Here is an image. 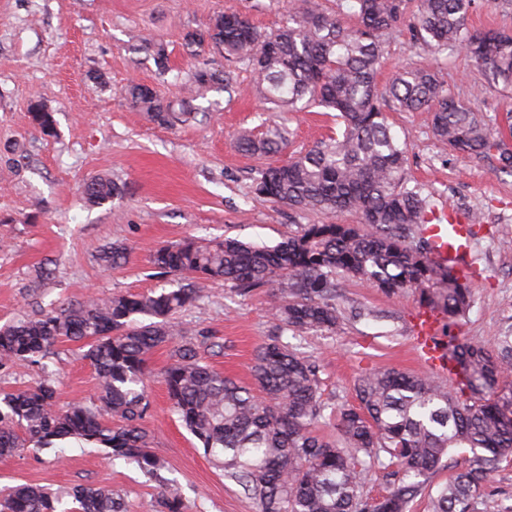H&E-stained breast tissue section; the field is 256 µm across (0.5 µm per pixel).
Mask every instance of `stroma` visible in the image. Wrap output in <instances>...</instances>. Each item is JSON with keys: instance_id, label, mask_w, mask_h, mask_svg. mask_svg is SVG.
Instances as JSON below:
<instances>
[{"instance_id": "stroma-1", "label": "stroma", "mask_w": 512, "mask_h": 512, "mask_svg": "<svg viewBox=\"0 0 512 512\" xmlns=\"http://www.w3.org/2000/svg\"><path fill=\"white\" fill-rule=\"evenodd\" d=\"M300 5L301 0H0V327L92 295L179 288L182 277L156 275L149 255L188 236L274 245L306 224L357 223L350 213L300 212L256 201L252 194L259 169L283 164L335 135V114L312 106L279 117L252 94L245 66L211 48L192 52L185 45L187 32L205 28L221 11L240 12L271 30ZM153 42L166 47L167 70L157 67L149 49ZM407 63L431 68L463 99H470L471 86L481 79L464 55L435 59L424 53L402 23L385 38L379 81ZM199 68L233 71L236 93L219 88L191 100L190 119L172 128L130 106V82L171 98ZM470 101L494 126L512 108V97L493 88ZM35 102L53 112L56 136L34 127ZM387 116L407 144L409 185L423 187L474 226L472 307L452 332L494 349L499 330L512 325V174L500 172L495 157L449 150L435 138L429 112L391 110ZM280 120L285 151L271 157L240 151L242 132L257 135ZM97 175L111 176L124 191L89 208L80 191ZM116 241L127 247L129 259L104 268L99 254ZM202 288V298L178 312L176 321L189 333L218 337L224 350L210 364L250 383L254 351L276 331L269 302L278 284L247 296L220 281ZM338 294L346 315L335 332L283 335L317 361L322 399L336 408L354 403V384L364 372L422 370L411 331L418 293L389 295L344 278ZM353 305L373 310V317H349ZM54 351L48 370L58 379L61 402L94 397L97 373L80 343L61 342ZM170 351L165 344L150 357V408L141 425L167 461L165 476L181 497L182 512H258L173 412L162 378ZM25 484L55 492L107 486L123 498L127 512H151L164 491L137 466L113 459L109 449L73 440L0 458V495Z\"/></svg>"}]
</instances>
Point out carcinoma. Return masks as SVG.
I'll use <instances>...</instances> for the list:
<instances>
[{
    "mask_svg": "<svg viewBox=\"0 0 512 512\" xmlns=\"http://www.w3.org/2000/svg\"><path fill=\"white\" fill-rule=\"evenodd\" d=\"M477 0H340L354 24L319 0H303L301 11L274 31H262L237 11L217 14L202 31L189 32L191 49L209 43L228 60L251 71L256 95L279 112L322 107L336 113L342 131L287 163L257 172L252 193L300 212L358 216L357 224H306L273 245L236 238L203 243L192 237L157 247L150 255L156 273L180 274L186 285L147 294H117L64 303L39 318L0 328V367L43 360L61 340L88 341L83 357L98 374L97 396L58 406L55 379L47 375L29 390L0 393V458L34 446L52 448L75 439L111 450L112 457L143 469L163 483L166 462L140 421L149 408L143 375L159 346L180 337L163 371L169 400L204 450L223 456L224 477L255 501L258 512H409L426 498L428 512H486L485 493L501 464L512 461V393L499 388L512 371V330L496 337L497 351L462 344L448 336V360L461 376L450 388L428 374L375 370L355 385L357 404L328 409L320 393V366L282 341L333 332L343 319L336 306L339 279L353 277L387 294L407 289L420 304L455 325L471 306L469 277L435 263L422 232L433 196L408 187L406 144L392 131L386 109L432 113L434 136L468 157L497 152L501 169L512 171V152L495 139L493 127L464 100L445 89L436 74L402 67L384 89L377 74L382 36L409 19L417 45L434 57L450 50L467 55L484 77L473 86L512 91V33H476L468 19ZM231 74L194 72L190 93L216 85L231 87ZM133 108L160 126L186 114L140 83L129 86ZM36 129L56 135L53 113L30 108ZM274 130L257 139L244 134L239 147L270 155L286 148ZM112 178L97 176L82 189L85 203L100 207L122 193ZM129 257L115 242L99 259L119 266ZM202 281H224L241 295L268 283L280 285L272 316L279 334L258 348L253 384H244L202 360L222 345L204 333L185 335L173 315L201 298ZM146 316L149 322L139 320ZM336 416L338 438L316 433L315 424ZM118 417L121 425L112 426ZM455 448L471 453L467 466L444 483H432ZM378 466L393 477V489L365 498V473ZM158 512H182L172 491L156 501ZM0 512H126L120 495L105 487H73L59 495L26 485L0 498Z\"/></svg>",
    "mask_w": 512,
    "mask_h": 512,
    "instance_id": "1",
    "label": "carcinoma"
}]
</instances>
